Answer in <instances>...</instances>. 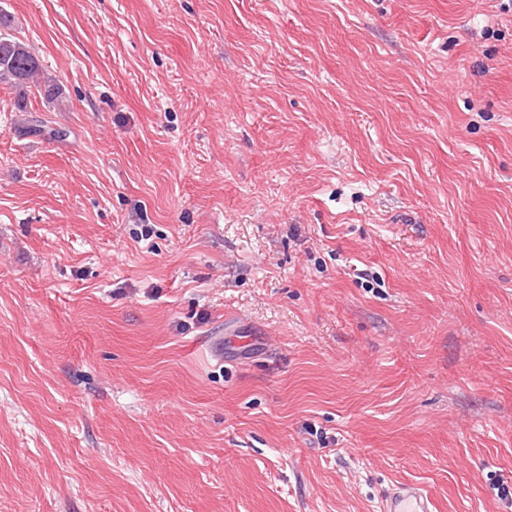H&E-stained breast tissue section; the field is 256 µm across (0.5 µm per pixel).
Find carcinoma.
Wrapping results in <instances>:
<instances>
[{"instance_id": "cac0c4a2", "label": "carcinoma", "mask_w": 512, "mask_h": 512, "mask_svg": "<svg viewBox=\"0 0 512 512\" xmlns=\"http://www.w3.org/2000/svg\"><path fill=\"white\" fill-rule=\"evenodd\" d=\"M10 27V14L0 9V83L6 82L18 89V106L19 110L23 112L26 100L25 88L38 73L42 72V67L30 48L8 33ZM39 93L48 103L54 104L62 101V87L51 80L46 81L40 87Z\"/></svg>"}]
</instances>
